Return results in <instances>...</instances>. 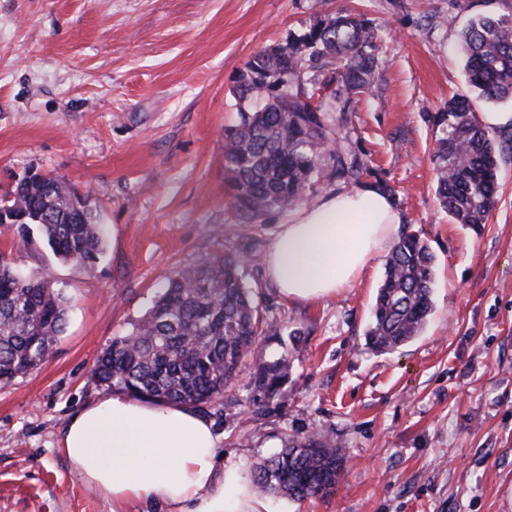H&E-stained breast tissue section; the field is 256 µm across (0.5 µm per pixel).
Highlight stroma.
<instances>
[{"instance_id":"stroma-1","label":"stroma","mask_w":512,"mask_h":512,"mask_svg":"<svg viewBox=\"0 0 512 512\" xmlns=\"http://www.w3.org/2000/svg\"><path fill=\"white\" fill-rule=\"evenodd\" d=\"M351 10L389 31L374 91L351 114L354 148L364 181L390 188L402 229L434 252V309L417 339L376 354L365 332L385 257L309 303L282 299L263 264L249 266L245 280L281 334L262 338L201 413L247 480L288 436L341 442L335 495L263 490L266 512H512V157L487 223H456L435 196L430 121L470 91L461 30L480 14H512V0H0V185L30 169L64 177L91 194L106 239L85 269L0 227V250L70 300L50 356L0 384V512H112L60 454L61 431L103 396L96 359L166 275L265 253L282 214L242 219L224 167L237 78L260 50ZM280 356L288 381L257 407L254 363Z\"/></svg>"}]
</instances>
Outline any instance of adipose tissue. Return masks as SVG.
Returning <instances> with one entry per match:
<instances>
[{"mask_svg":"<svg viewBox=\"0 0 512 512\" xmlns=\"http://www.w3.org/2000/svg\"><path fill=\"white\" fill-rule=\"evenodd\" d=\"M402 216L376 183L337 189L280 221L264 254L266 275L291 302L320 301L360 278L389 246ZM212 421L185 405L123 394L84 406L59 451L112 512L158 504L166 512H262L236 468L225 465Z\"/></svg>","mask_w":512,"mask_h":512,"instance_id":"obj_1","label":"adipose tissue"}]
</instances>
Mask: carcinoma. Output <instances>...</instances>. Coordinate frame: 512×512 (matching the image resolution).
<instances>
[{
  "instance_id": "obj_1",
  "label": "carcinoma",
  "mask_w": 512,
  "mask_h": 512,
  "mask_svg": "<svg viewBox=\"0 0 512 512\" xmlns=\"http://www.w3.org/2000/svg\"><path fill=\"white\" fill-rule=\"evenodd\" d=\"M378 26L363 14H326L289 48L256 53L234 92L237 123L224 134V161L239 215L254 222L308 201L325 181L356 184L365 165L345 146L355 96L372 90L385 58ZM469 95L435 112V182L440 205L460 224L485 223L498 189V166L512 155V136L499 137L476 117V103L512 100V16L480 15L461 31ZM342 69L337 87L315 100L328 67ZM0 212L19 242L42 245L63 263L93 267L105 251L101 216L89 193L64 178L30 172L0 189ZM244 255L188 263L132 330L116 336L97 360L93 378L106 390L156 403L214 404L237 376L261 336L279 328L243 280ZM435 256L416 233L401 234L377 290L366 345L392 352L415 339L433 311ZM67 298L45 275L0 265V383L40 366L65 330ZM288 380V361L259 362L253 403L275 400ZM345 452L322 433L292 435L264 458L253 481L293 500L336 492Z\"/></svg>"
}]
</instances>
